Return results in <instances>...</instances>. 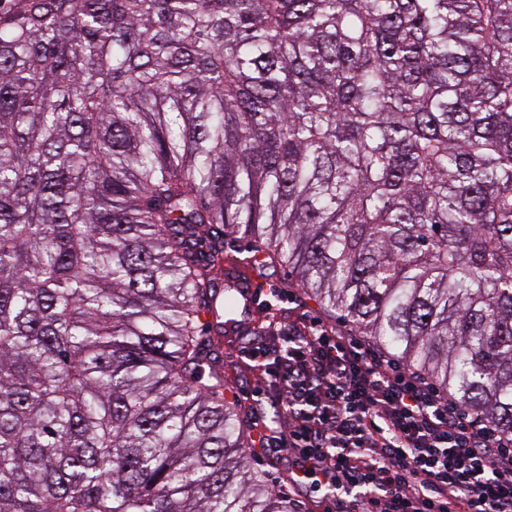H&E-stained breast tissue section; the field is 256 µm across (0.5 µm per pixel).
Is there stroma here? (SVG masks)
I'll use <instances>...</instances> for the list:
<instances>
[{
  "mask_svg": "<svg viewBox=\"0 0 512 512\" xmlns=\"http://www.w3.org/2000/svg\"><path fill=\"white\" fill-rule=\"evenodd\" d=\"M252 277L267 288H283L289 291V299L276 301L274 306L262 307L250 311L247 317L238 318L236 322L225 324L224 338L217 351L220 363L224 370V396L226 399L238 401L245 413V425L252 435H260L266 426L275 424L279 429H286L285 415L277 413L271 403L255 405L253 394L263 391L266 395H273L275 391L274 380L271 376L254 371L245 352L258 343H265L270 349H277L280 345L276 337L258 336L259 328L268 326L270 321H287L289 314L304 317H320L318 306L303 299L299 288L293 284L286 269L282 267L250 266ZM255 469L262 472L269 485L275 490L289 492L300 512H326L330 505L322 493L308 488L289 489L288 473L294 464L293 455L280 452L269 455L263 451H255L251 458Z\"/></svg>",
  "mask_w": 512,
  "mask_h": 512,
  "instance_id": "obj_1",
  "label": "stroma"
}]
</instances>
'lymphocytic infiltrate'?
<instances>
[{"mask_svg":"<svg viewBox=\"0 0 512 512\" xmlns=\"http://www.w3.org/2000/svg\"><path fill=\"white\" fill-rule=\"evenodd\" d=\"M276 357L252 349L278 387L296 487L336 512H512V435L471 417L405 362L317 319L281 328Z\"/></svg>","mask_w":512,"mask_h":512,"instance_id":"obj_1","label":"lymphocytic infiltrate"}]
</instances>
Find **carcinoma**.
Segmentation results:
<instances>
[{"mask_svg":"<svg viewBox=\"0 0 512 512\" xmlns=\"http://www.w3.org/2000/svg\"><path fill=\"white\" fill-rule=\"evenodd\" d=\"M0 512H297L224 242L512 435V0H11Z\"/></svg>","mask_w":512,"mask_h":512,"instance_id":"obj_1","label":"carcinoma"}]
</instances>
